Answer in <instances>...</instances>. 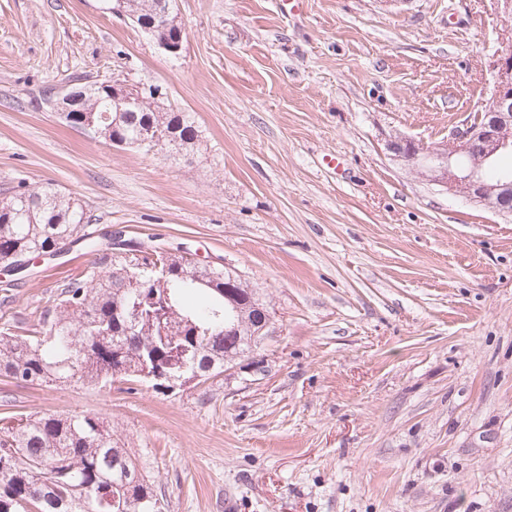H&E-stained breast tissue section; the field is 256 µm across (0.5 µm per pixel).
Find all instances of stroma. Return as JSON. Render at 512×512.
Segmentation results:
<instances>
[{
    "mask_svg": "<svg viewBox=\"0 0 512 512\" xmlns=\"http://www.w3.org/2000/svg\"><path fill=\"white\" fill-rule=\"evenodd\" d=\"M173 59L112 0H0V188L78 198L92 231L188 246L275 313L247 365L158 390L0 378V415L91 413L169 512H512V220L387 149L489 91L495 0H176ZM115 77L190 113L182 160L117 149L43 100ZM339 158L340 168L325 156ZM32 266L0 317L84 274Z\"/></svg>",
    "mask_w": 512,
    "mask_h": 512,
    "instance_id": "stroma-1",
    "label": "stroma"
}]
</instances>
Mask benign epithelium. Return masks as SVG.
<instances>
[{
  "mask_svg": "<svg viewBox=\"0 0 512 512\" xmlns=\"http://www.w3.org/2000/svg\"><path fill=\"white\" fill-rule=\"evenodd\" d=\"M112 12L132 20L153 34L158 29L166 36L158 45L168 54L179 56L186 38L184 26L178 21L172 0H159L157 9L148 15L128 10L127 0H114ZM489 94L482 109L467 117L451 130L446 141L424 146L407 137L388 143L395 159L444 190L462 192L473 203L492 208L498 214L512 217V174L506 172L494 180L486 177L489 165L500 155L512 153V38L501 43L491 55L489 65ZM100 85L112 99V111L122 114L134 107L138 112L168 111V96L156 84H132L122 79H109ZM83 91L69 83L49 96L48 106L61 118L70 112H80ZM84 130L94 138H104L118 148L137 147L149 154L174 152L178 139L169 133L160 134L149 128L135 141L109 137L93 117L84 120ZM247 303L256 312V324L249 329V345L260 347L269 335L274 312L255 295Z\"/></svg>",
  "mask_w": 512,
  "mask_h": 512,
  "instance_id": "benign-epithelium-1",
  "label": "benign epithelium"
}]
</instances>
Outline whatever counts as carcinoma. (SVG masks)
Listing matches in <instances>:
<instances>
[{
	"mask_svg": "<svg viewBox=\"0 0 512 512\" xmlns=\"http://www.w3.org/2000/svg\"><path fill=\"white\" fill-rule=\"evenodd\" d=\"M85 104L111 111L94 83L80 84ZM149 123L176 132L188 152L198 140L187 112H131L122 135L140 136ZM92 215L76 198L24 182L0 193V258L28 255L77 237L91 256L88 271L58 286L52 304L32 323L0 327V377L18 386L77 381L84 386L142 382L154 360L175 356L204 379L224 373V341L241 353L247 337L224 336V270L196 281L180 252L156 248L123 258L94 239ZM162 265L163 281L152 275ZM136 322L126 323L129 316ZM137 478L123 480L126 473ZM167 500L134 454L88 414L0 419V512H166Z\"/></svg>",
	"mask_w": 512,
	"mask_h": 512,
	"instance_id": "1",
	"label": "carcinoma"
}]
</instances>
